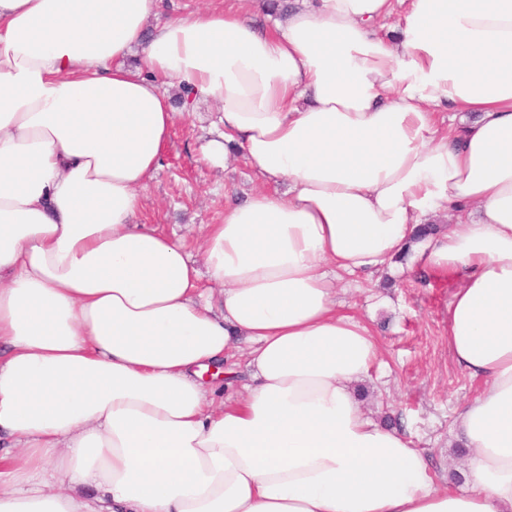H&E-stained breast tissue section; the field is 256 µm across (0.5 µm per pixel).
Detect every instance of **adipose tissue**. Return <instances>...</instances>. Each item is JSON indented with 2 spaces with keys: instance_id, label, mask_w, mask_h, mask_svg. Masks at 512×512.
<instances>
[{
  "instance_id": "obj_1",
  "label": "adipose tissue",
  "mask_w": 512,
  "mask_h": 512,
  "mask_svg": "<svg viewBox=\"0 0 512 512\" xmlns=\"http://www.w3.org/2000/svg\"><path fill=\"white\" fill-rule=\"evenodd\" d=\"M160 2L0 0V512H512V0ZM172 86L266 184L199 262L134 221ZM408 248L459 279L448 348L486 383L462 489L365 412L377 340L337 309V272ZM209 0H162L159 13L151 18V25L162 22L178 13L207 5Z\"/></svg>"
}]
</instances>
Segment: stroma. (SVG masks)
Masks as SVG:
<instances>
[{"label":"stroma","instance_id":"stroma-1","mask_svg":"<svg viewBox=\"0 0 512 512\" xmlns=\"http://www.w3.org/2000/svg\"><path fill=\"white\" fill-rule=\"evenodd\" d=\"M216 110L211 102L181 108L135 218L181 238L195 256L203 225L217 223L228 202L262 186L242 156L231 155L221 167L204 159V145L216 136ZM340 286L336 299L341 308L361 319L379 344L367 412L380 419L395 417L414 447L428 456L438 485L447 486L461 463L453 446L455 412L480 390L448 351L442 315L454 282L409 259L391 263L374 277L343 276Z\"/></svg>","mask_w":512,"mask_h":512}]
</instances>
